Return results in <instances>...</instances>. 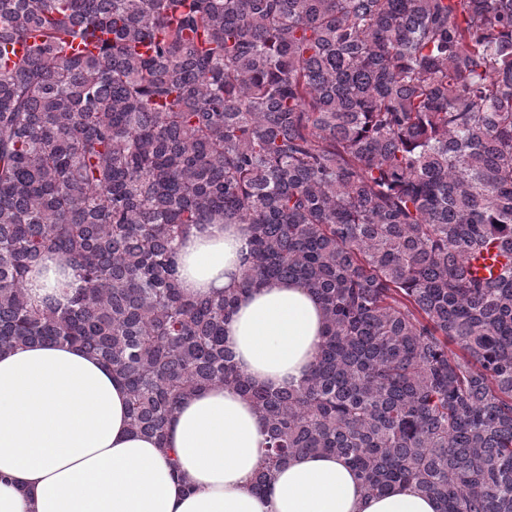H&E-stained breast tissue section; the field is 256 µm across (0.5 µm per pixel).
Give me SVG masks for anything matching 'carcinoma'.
<instances>
[{
  "label": "carcinoma",
  "mask_w": 512,
  "mask_h": 512,
  "mask_svg": "<svg viewBox=\"0 0 512 512\" xmlns=\"http://www.w3.org/2000/svg\"><path fill=\"white\" fill-rule=\"evenodd\" d=\"M213 223L248 225L242 291L320 302L297 387L224 348L237 289L182 292ZM51 255L81 286L38 304ZM38 341L109 365L161 445L192 392L245 395L259 491L326 452L512 512V0H0V349Z\"/></svg>",
  "instance_id": "carcinoma-1"
}]
</instances>
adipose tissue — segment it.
<instances>
[{
	"label": "adipose tissue",
	"instance_id": "obj_1",
	"mask_svg": "<svg viewBox=\"0 0 512 512\" xmlns=\"http://www.w3.org/2000/svg\"><path fill=\"white\" fill-rule=\"evenodd\" d=\"M243 224H197L178 249L185 294L218 296L249 264ZM319 302L269 279L239 294L224 345L264 388L298 384L323 341ZM127 389L97 357L39 342L0 350V512H440L410 484L368 493L333 454H304L255 479L267 453L252 404L221 386L184 398L165 446L129 424Z\"/></svg>",
	"mask_w": 512,
	"mask_h": 512
}]
</instances>
